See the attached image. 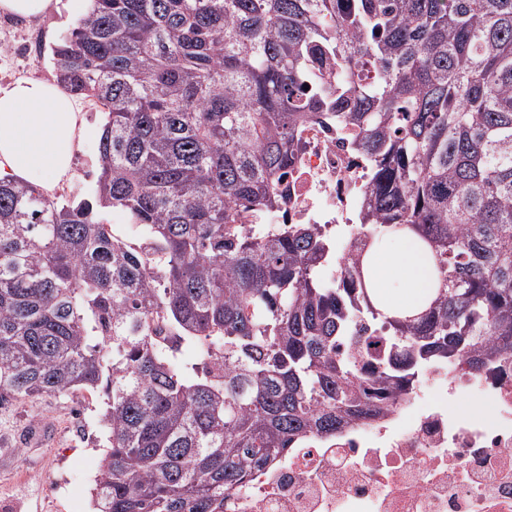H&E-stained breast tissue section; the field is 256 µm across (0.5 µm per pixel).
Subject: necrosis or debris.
I'll return each instance as SVG.
<instances>
[{
    "label": "necrosis or debris",
    "mask_w": 512,
    "mask_h": 512,
    "mask_svg": "<svg viewBox=\"0 0 512 512\" xmlns=\"http://www.w3.org/2000/svg\"><path fill=\"white\" fill-rule=\"evenodd\" d=\"M271 224H326L344 253L369 164L336 130L305 127ZM480 394L484 414L450 410ZM224 512H512V365L438 366L377 420L306 441L225 492Z\"/></svg>",
    "instance_id": "obj_1"
}]
</instances>
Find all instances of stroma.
<instances>
[{
  "label": "stroma",
  "instance_id": "stroma-1",
  "mask_svg": "<svg viewBox=\"0 0 512 512\" xmlns=\"http://www.w3.org/2000/svg\"><path fill=\"white\" fill-rule=\"evenodd\" d=\"M81 9L41 20L0 15L14 38L36 32L32 52L0 45V85L20 79L52 81V49L81 19ZM89 133L73 160L72 174L56 191L61 200L93 196L99 130L104 116L78 99ZM103 397L84 390L62 397L19 400L0 408V512H90L94 479L107 446L100 422Z\"/></svg>",
  "mask_w": 512,
  "mask_h": 512
}]
</instances>
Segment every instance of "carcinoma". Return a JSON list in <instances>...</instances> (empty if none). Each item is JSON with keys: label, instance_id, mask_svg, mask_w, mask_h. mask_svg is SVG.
<instances>
[{"label": "carcinoma", "instance_id": "1", "mask_svg": "<svg viewBox=\"0 0 512 512\" xmlns=\"http://www.w3.org/2000/svg\"><path fill=\"white\" fill-rule=\"evenodd\" d=\"M92 2L52 56L106 115L94 201L0 180V407L102 393L95 512H224L252 470L431 367L512 358V0ZM320 116L372 168L336 280L326 225L245 223L280 207ZM399 228L437 278L403 320L366 281Z\"/></svg>", "mask_w": 512, "mask_h": 512}]
</instances>
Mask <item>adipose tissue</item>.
<instances>
[{
    "mask_svg": "<svg viewBox=\"0 0 512 512\" xmlns=\"http://www.w3.org/2000/svg\"><path fill=\"white\" fill-rule=\"evenodd\" d=\"M86 133L81 113L58 85L30 79L0 86V179L37 180L54 194ZM368 263V292L385 315H415L434 298L433 264L416 232L374 248Z\"/></svg>",
    "mask_w": 512,
    "mask_h": 512,
    "instance_id": "adipose-tissue-1",
    "label": "adipose tissue"
}]
</instances>
